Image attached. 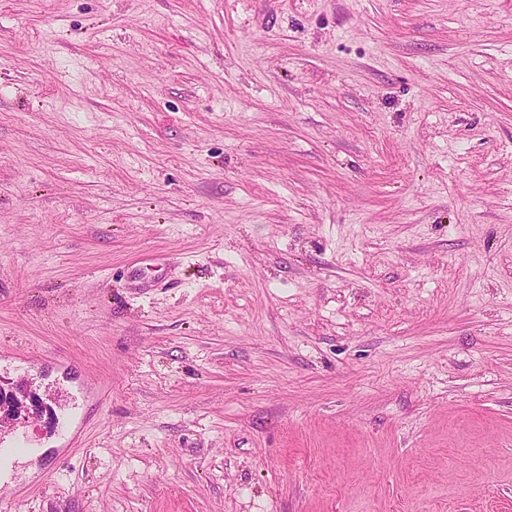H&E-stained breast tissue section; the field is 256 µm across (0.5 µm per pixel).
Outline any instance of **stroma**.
Returning a JSON list of instances; mask_svg holds the SVG:
<instances>
[{"instance_id":"1","label":"stroma","mask_w":512,"mask_h":512,"mask_svg":"<svg viewBox=\"0 0 512 512\" xmlns=\"http://www.w3.org/2000/svg\"><path fill=\"white\" fill-rule=\"evenodd\" d=\"M22 382L17 512H512V0H0Z\"/></svg>"}]
</instances>
